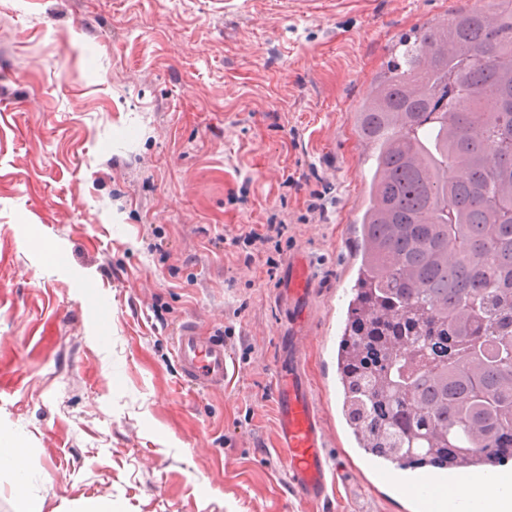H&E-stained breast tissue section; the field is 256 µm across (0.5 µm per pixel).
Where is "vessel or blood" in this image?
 <instances>
[{"label":"vessel or blood","mask_w":512,"mask_h":512,"mask_svg":"<svg viewBox=\"0 0 512 512\" xmlns=\"http://www.w3.org/2000/svg\"><path fill=\"white\" fill-rule=\"evenodd\" d=\"M318 288V278L304 250L289 254L277 288L276 301L287 316L281 333L275 369L277 448L284 456L289 485L305 503L325 501L343 471L360 480L378 477L406 498L411 512H447L448 491L459 485L512 497V471L470 466L461 470H434L429 480L418 473L384 465L368 451L335 461L327 448L330 438L304 368L303 339L307 336ZM181 377L198 390L223 386L230 355L223 339L200 335L192 323L183 324L173 341Z\"/></svg>","instance_id":"vessel-or-blood-1"}]
</instances>
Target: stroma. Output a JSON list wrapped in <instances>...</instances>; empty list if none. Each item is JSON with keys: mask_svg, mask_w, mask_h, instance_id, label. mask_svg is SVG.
<instances>
[{"mask_svg": "<svg viewBox=\"0 0 512 512\" xmlns=\"http://www.w3.org/2000/svg\"><path fill=\"white\" fill-rule=\"evenodd\" d=\"M494 6L0 0V429L29 448L42 512L90 497L113 512H404L348 475L327 502L294 497L275 447L274 290L305 248L320 285L307 375L344 426L339 276L373 153L352 114L402 38ZM269 220L288 229L263 249L224 245ZM187 321L223 337L224 387L183 382Z\"/></svg>", "mask_w": 512, "mask_h": 512, "instance_id": "stroma-1", "label": "stroma"}]
</instances>
